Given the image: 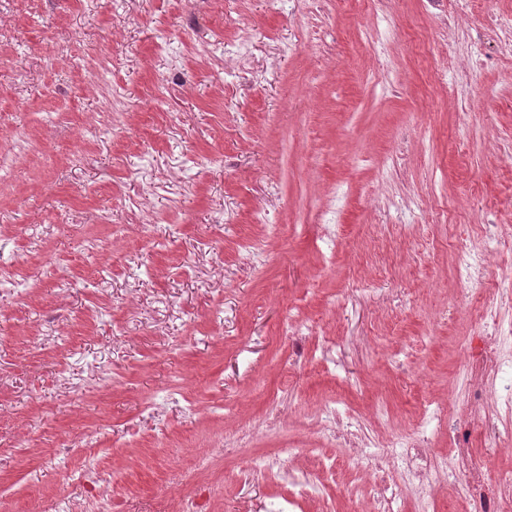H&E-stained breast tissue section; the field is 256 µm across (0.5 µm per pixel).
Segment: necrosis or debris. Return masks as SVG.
<instances>
[{
	"mask_svg": "<svg viewBox=\"0 0 512 512\" xmlns=\"http://www.w3.org/2000/svg\"><path fill=\"white\" fill-rule=\"evenodd\" d=\"M512 248V232L499 231L486 244L461 248L456 271L461 287L472 290L483 284L481 272L504 247ZM506 321L499 310L481 314L477 348L465 352L461 369L468 386L452 409H429L428 419L447 431L455 450L452 480L431 452L433 442L425 426L378 441L364 478L348 496L353 512H403V500L393 490L395 482L416 488L422 501L435 504L440 487L448 496L464 500L467 512H512V469L497 467L499 449L512 445V428L504 426L501 411H512V363L505 359L501 337ZM483 439L484 451H476L474 439Z\"/></svg>",
	"mask_w": 512,
	"mask_h": 512,
	"instance_id": "1",
	"label": "necrosis or debris"
}]
</instances>
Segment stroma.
<instances>
[{
  "instance_id": "obj_1",
  "label": "stroma",
  "mask_w": 512,
  "mask_h": 512,
  "mask_svg": "<svg viewBox=\"0 0 512 512\" xmlns=\"http://www.w3.org/2000/svg\"><path fill=\"white\" fill-rule=\"evenodd\" d=\"M502 15L0 0V512H270L250 461L322 447L324 402L383 437L459 398L453 251L512 226Z\"/></svg>"
}]
</instances>
